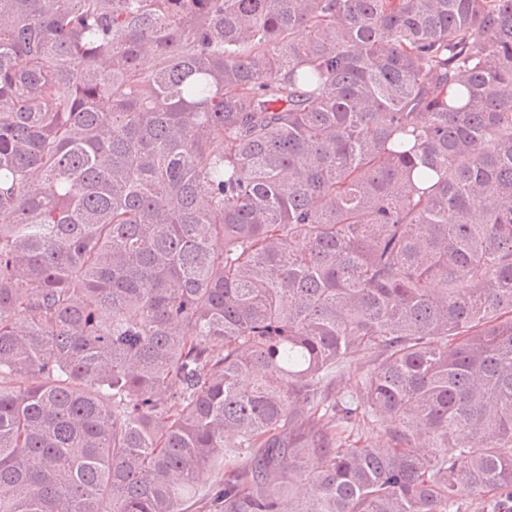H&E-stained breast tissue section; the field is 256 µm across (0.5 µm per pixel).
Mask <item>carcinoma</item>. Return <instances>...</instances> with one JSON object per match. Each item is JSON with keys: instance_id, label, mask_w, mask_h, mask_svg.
Wrapping results in <instances>:
<instances>
[{"instance_id": "1", "label": "carcinoma", "mask_w": 512, "mask_h": 512, "mask_svg": "<svg viewBox=\"0 0 512 512\" xmlns=\"http://www.w3.org/2000/svg\"><path fill=\"white\" fill-rule=\"evenodd\" d=\"M471 495L512 512V0H0V512ZM373 357L362 354L353 357L345 366L329 375V391L336 401H342L352 394L363 373L369 368Z\"/></svg>"}]
</instances>
